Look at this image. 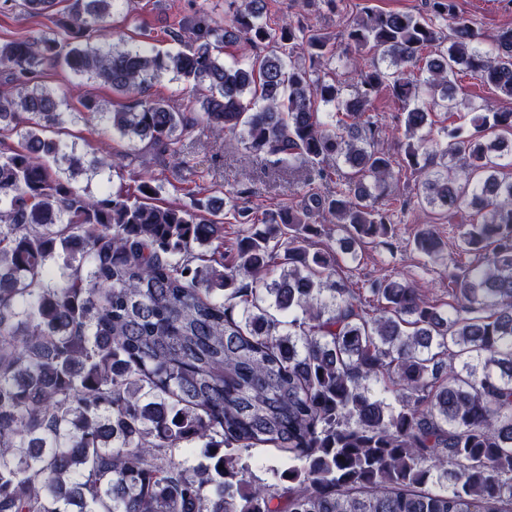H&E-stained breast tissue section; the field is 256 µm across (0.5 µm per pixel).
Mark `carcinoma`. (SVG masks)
Wrapping results in <instances>:
<instances>
[{
    "mask_svg": "<svg viewBox=\"0 0 512 512\" xmlns=\"http://www.w3.org/2000/svg\"><path fill=\"white\" fill-rule=\"evenodd\" d=\"M17 1L55 6L0 8ZM120 6L72 0L50 32L0 42V123L21 138L0 143V512H512V109L457 84L512 97V29L486 45L455 0L425 15L366 8L342 33L366 65L240 0L222 24L200 11L160 53L117 36ZM241 39L263 51L224 62ZM299 50L311 65L287 63ZM45 64L135 100L64 112L69 90L35 82ZM165 74L206 94L141 98ZM384 93L402 108L417 203L463 226L454 252L427 227L414 236L448 273L447 309L388 274L355 290L333 279L334 248L312 249L331 224L352 261L365 243L392 246L398 173L365 117ZM433 106L470 125L433 132ZM94 114L175 167L198 123L237 135L300 176L305 205L258 218L225 193L248 225L226 250L211 200L157 204L150 173L92 196L62 165L114 164L46 132ZM330 160L350 174L324 193ZM197 445L207 464L175 458ZM258 447L283 458V485L253 478ZM458 81L471 96L482 104L488 105L492 109H512V99L502 96L494 88L481 84L470 76H460Z\"/></svg>",
    "mask_w": 512,
    "mask_h": 512,
    "instance_id": "cac0c4a2",
    "label": "carcinoma"
}]
</instances>
